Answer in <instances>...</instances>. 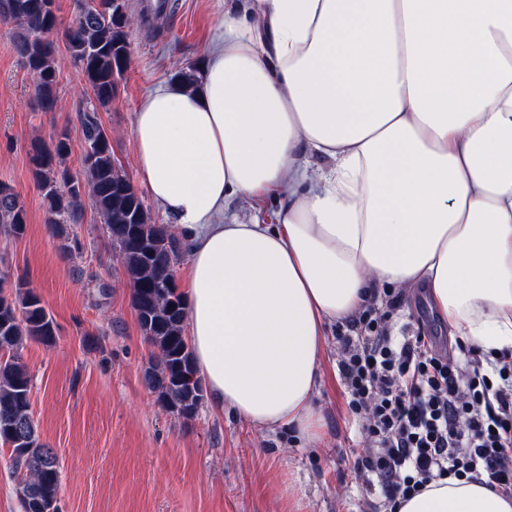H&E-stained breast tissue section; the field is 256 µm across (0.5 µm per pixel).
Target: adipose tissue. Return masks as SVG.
I'll return each instance as SVG.
<instances>
[{"mask_svg":"<svg viewBox=\"0 0 512 512\" xmlns=\"http://www.w3.org/2000/svg\"><path fill=\"white\" fill-rule=\"evenodd\" d=\"M136 168L188 247L198 376L216 410L320 440L327 328L421 286L449 335L512 351V0H250L197 89L134 118ZM280 199L273 224L225 217ZM396 512H512L484 481Z\"/></svg>","mask_w":512,"mask_h":512,"instance_id":"obj_1","label":"adipose tissue"}]
</instances>
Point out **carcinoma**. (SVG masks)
I'll list each match as a JSON object with an SVG mask.
<instances>
[{"label":"carcinoma","instance_id":"1","mask_svg":"<svg viewBox=\"0 0 512 512\" xmlns=\"http://www.w3.org/2000/svg\"><path fill=\"white\" fill-rule=\"evenodd\" d=\"M92 2L62 29L55 0H0V24L14 29L15 49L34 82L37 109L53 112L59 105L55 46L50 40L57 31L70 56L81 60V73L92 93L81 118L83 176H73L65 165L71 144L64 130L47 141L31 142V175L47 204V229L63 240L64 255L71 252L64 225L79 223L83 198L92 200L130 278L131 303L140 329L155 349L144 371V384L164 408L189 420L203 394L184 335L186 305L175 285L180 244L165 225L152 223L97 116L98 109L112 104L117 80L129 66L132 19L125 0ZM26 224L20 195L1 182L0 228L20 237ZM14 288L12 296L0 290V443L11 450L21 512H58V458L37 434L31 376L21 358L27 341L52 343L56 326L40 297L24 281H17Z\"/></svg>","mask_w":512,"mask_h":512}]
</instances>
